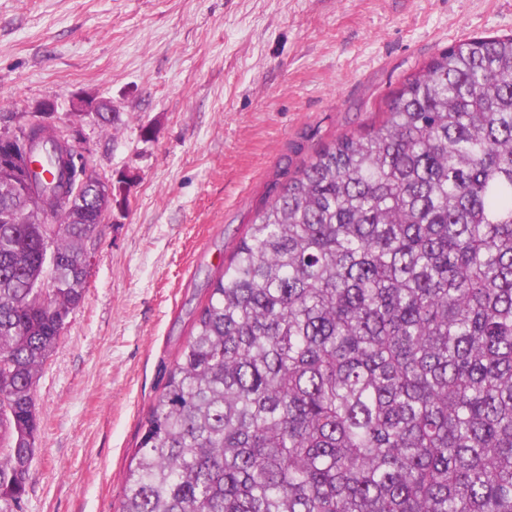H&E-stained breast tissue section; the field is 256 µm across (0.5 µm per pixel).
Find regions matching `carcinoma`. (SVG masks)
Listing matches in <instances>:
<instances>
[{"label": "carcinoma", "instance_id": "1", "mask_svg": "<svg viewBox=\"0 0 512 512\" xmlns=\"http://www.w3.org/2000/svg\"><path fill=\"white\" fill-rule=\"evenodd\" d=\"M14 129L41 160L26 195L0 146V512L104 210L41 116ZM164 377L119 512H512V34L441 51L289 178Z\"/></svg>", "mask_w": 512, "mask_h": 512}]
</instances>
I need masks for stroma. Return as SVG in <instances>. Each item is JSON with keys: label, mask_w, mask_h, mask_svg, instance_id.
Masks as SVG:
<instances>
[{"label": "stroma", "mask_w": 512, "mask_h": 512, "mask_svg": "<svg viewBox=\"0 0 512 512\" xmlns=\"http://www.w3.org/2000/svg\"><path fill=\"white\" fill-rule=\"evenodd\" d=\"M509 34L512 0H0V113L53 102L122 187L36 387L24 512H117L207 276L281 184L444 49ZM80 97L120 122L76 116Z\"/></svg>", "instance_id": "35a3bbf8"}]
</instances>
